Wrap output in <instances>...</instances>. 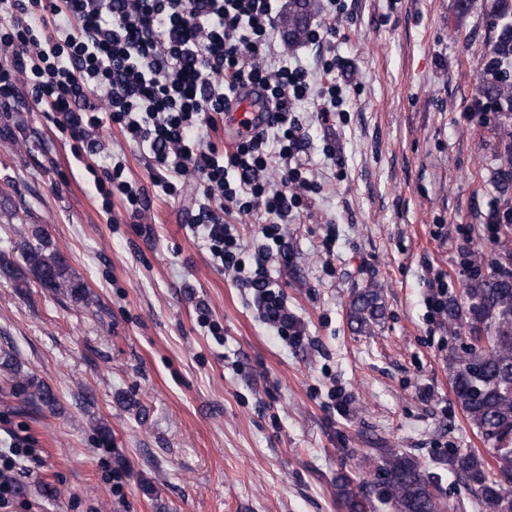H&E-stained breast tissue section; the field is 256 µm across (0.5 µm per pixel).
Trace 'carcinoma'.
Segmentation results:
<instances>
[{
  "label": "carcinoma",
  "mask_w": 512,
  "mask_h": 512,
  "mask_svg": "<svg viewBox=\"0 0 512 512\" xmlns=\"http://www.w3.org/2000/svg\"><path fill=\"white\" fill-rule=\"evenodd\" d=\"M290 2L288 43L294 47L306 33L313 3ZM488 56L476 85L482 111L512 112V22L502 25ZM493 178L505 213L512 214V141L500 154ZM20 257L19 262H0V273L16 287L34 283L76 302L86 298L84 281L60 251L26 244ZM462 293L469 302L470 317L463 316L457 304L448 305V331L465 337L468 346L451 344L448 366L457 404L483 439L492 463L480 454H461L456 449L450 459L483 512H512V268L498 262L490 272L471 277ZM378 295L379 289L368 288L353 299L351 319L357 329L367 328L380 316ZM1 368L31 401L49 409L56 405L47 385L19 375L10 354L0 356ZM378 477L392 512H441L434 482L409 455L388 450ZM340 495L348 512H366V498L353 492L349 483L341 485Z\"/></svg>",
  "instance_id": "obj_1"
}]
</instances>
